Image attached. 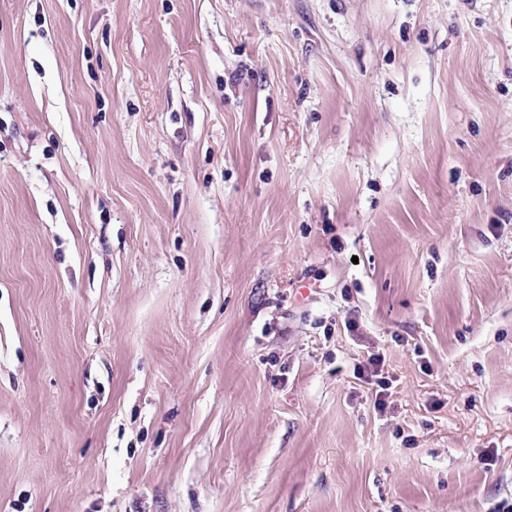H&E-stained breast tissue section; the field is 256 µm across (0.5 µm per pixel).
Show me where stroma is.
Wrapping results in <instances>:
<instances>
[{
    "label": "stroma",
    "mask_w": 512,
    "mask_h": 512,
    "mask_svg": "<svg viewBox=\"0 0 512 512\" xmlns=\"http://www.w3.org/2000/svg\"><path fill=\"white\" fill-rule=\"evenodd\" d=\"M504 502L512 0H0V512Z\"/></svg>",
    "instance_id": "35a3bbf8"
}]
</instances>
